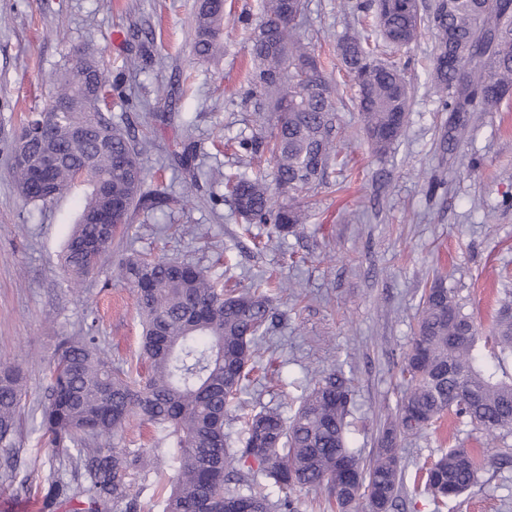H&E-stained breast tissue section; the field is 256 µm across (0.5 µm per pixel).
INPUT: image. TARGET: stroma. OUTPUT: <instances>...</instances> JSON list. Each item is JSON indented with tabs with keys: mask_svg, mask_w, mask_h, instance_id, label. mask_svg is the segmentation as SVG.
Returning a JSON list of instances; mask_svg holds the SVG:
<instances>
[{
	"mask_svg": "<svg viewBox=\"0 0 512 512\" xmlns=\"http://www.w3.org/2000/svg\"><path fill=\"white\" fill-rule=\"evenodd\" d=\"M200 0H0V364L25 377L21 443L14 467L0 457V512H77L78 502L49 501L56 466L42 441L48 370L61 337L93 333L113 364L136 361L141 325L131 288L116 275L123 253L163 255L205 269L224 288L273 277L276 319L259 342L257 368L244 381L224 421L240 446L244 421L260 410L294 414L318 377L333 369L351 379L350 437L370 455L400 396L399 368L412 343L421 296L436 274L447 276L475 322L489 329L498 291L512 289V96L470 115L454 151L441 148L449 114L429 79L434 30L381 58L411 78L407 125L392 149L374 155L350 95L336 102L337 147L347 170L330 168L305 190L307 222L299 235L271 226L243 228L224 189L235 171L241 137L266 136L250 88L249 37L262 0H224L230 23L224 53L204 62L192 53ZM297 31L337 84L348 81L338 44L348 34L375 33L373 13L342 9L340 0H304ZM99 52L111 82L113 120L144 146L143 190L169 195L155 210L136 209L127 237L115 238L79 288L66 282L60 255L78 216L85 186L45 204L27 203L11 175V143L25 113L53 99L58 68L83 44ZM196 148L191 167L179 157ZM447 185L428 193L431 177ZM463 440L468 426L440 427L400 442L402 512H437L413 490L418 466ZM512 437L485 450L493 459L468 494L444 512H512V465L496 460Z\"/></svg>",
	"mask_w": 512,
	"mask_h": 512,
	"instance_id": "obj_1",
	"label": "stroma"
}]
</instances>
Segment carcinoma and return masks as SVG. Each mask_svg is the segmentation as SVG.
Wrapping results in <instances>:
<instances>
[{
	"label": "carcinoma",
	"mask_w": 512,
	"mask_h": 512,
	"mask_svg": "<svg viewBox=\"0 0 512 512\" xmlns=\"http://www.w3.org/2000/svg\"><path fill=\"white\" fill-rule=\"evenodd\" d=\"M385 41L406 48L422 35L424 18L416 0H375ZM302 0H265L264 33L250 39L253 67L249 95L272 104L275 119L265 148L284 202L275 204L261 173L224 176L233 208L245 224H269L275 232L300 230L307 215L295 193L321 181L336 156L337 89L296 34ZM224 0H201L195 14L193 52L203 60L223 49ZM437 45L430 75L450 112H484L512 90V0H456L434 12ZM342 62L357 86L354 101L361 128L383 154L401 136L410 91L402 70L374 56L353 36L340 45ZM57 95L74 101L39 131L41 116L28 117L14 135L32 152L43 141L58 156L46 190L33 187L21 164L12 173L22 197L45 203L86 184L62 255L61 269L79 286L129 230L131 211L154 209L168 197L141 194L144 168L128 127L107 115L112 83L93 54L78 51L57 78ZM75 126L86 134L71 133ZM120 204L112 229L94 223L96 214ZM118 278L136 295L144 320L145 374L112 364L94 336L63 339L50 366L43 402L44 446L60 465L81 477L76 485L55 472L50 491L67 500L85 498L86 512H108L123 503L136 512L125 481L131 470L153 467L156 457L112 446L129 422L140 417L160 429L162 442L178 448L167 460L176 475L161 497L162 512H299L293 492L323 491L336 512H393L402 487L398 438L417 435L445 416L470 424L487 443L512 436V294L499 299L490 333L482 335L444 279L422 296L412 345L401 367L404 385L388 416L378 448L369 458L349 445L351 381L342 370L323 375L286 419L276 409L248 418L241 448L228 447L227 407L255 362L257 340L274 312L266 281L226 294L205 270L163 257L130 255ZM24 391L19 370L0 366V453L18 455L19 410ZM489 465L478 448L455 446L416 470L414 487L437 507L478 484ZM288 491L270 500L268 486Z\"/></svg>",
	"instance_id": "carcinoma-1"
}]
</instances>
